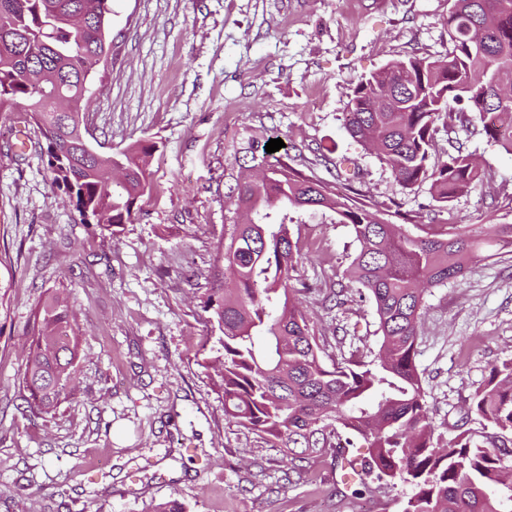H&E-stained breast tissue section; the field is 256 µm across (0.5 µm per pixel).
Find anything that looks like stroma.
<instances>
[{
	"mask_svg": "<svg viewBox=\"0 0 512 512\" xmlns=\"http://www.w3.org/2000/svg\"><path fill=\"white\" fill-rule=\"evenodd\" d=\"M109 60L91 83L88 127L100 152L155 142L150 192L116 233L80 217L47 168L45 140L16 113L0 124V512H404L412 484L344 485L337 448L286 463L279 444L230 422L205 365L215 339L204 304L224 236L230 138L277 128L296 168L327 177L347 157L381 209L401 203L413 236L512 224V155L461 133L482 181L438 207L402 190L344 127L350 85L406 54L448 49V0H112ZM305 255L294 274L325 363L377 349L370 300L329 306L357 249L327 210L295 213ZM75 314L74 395L31 412L25 336L52 294ZM512 359V250L428 289L416 365L440 444L496 435L465 408Z\"/></svg>",
	"mask_w": 512,
	"mask_h": 512,
	"instance_id": "stroma-1",
	"label": "stroma"
}]
</instances>
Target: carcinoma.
I'll return each mask as SVG.
<instances>
[{"label": "carcinoma", "mask_w": 512, "mask_h": 512, "mask_svg": "<svg viewBox=\"0 0 512 512\" xmlns=\"http://www.w3.org/2000/svg\"><path fill=\"white\" fill-rule=\"evenodd\" d=\"M111 0H0V120L26 103L43 135L52 180L85 223L115 234L132 221L151 189L147 159L153 143L90 155L83 147L88 84L96 57L109 50ZM451 48L388 62L349 89L345 129L373 152L402 189L426 184L446 207L485 173L457 137L434 156L448 101L454 120L484 133L512 155V0H449ZM281 137L258 131L231 142L224 167V240L217 247L209 322L222 333L212 361L224 416L282 445L291 468L336 440H361V470L336 456L343 481L402 479L414 486L405 512H505L512 503V466L493 449L459 434L434 442V425L417 371L419 319L430 288L465 273L494 248H512V224L486 231L411 236L376 204L345 183L293 168L288 150L268 153ZM322 209L351 226L357 253L337 282L336 304L348 287L373 303L381 342L371 359L327 366L297 302L293 272L303 259L289 223L298 210ZM80 336L65 298L50 296L35 315L22 385L30 406L45 413L73 395ZM471 411L501 433H512V360L492 369L472 397Z\"/></svg>", "instance_id": "1"}]
</instances>
